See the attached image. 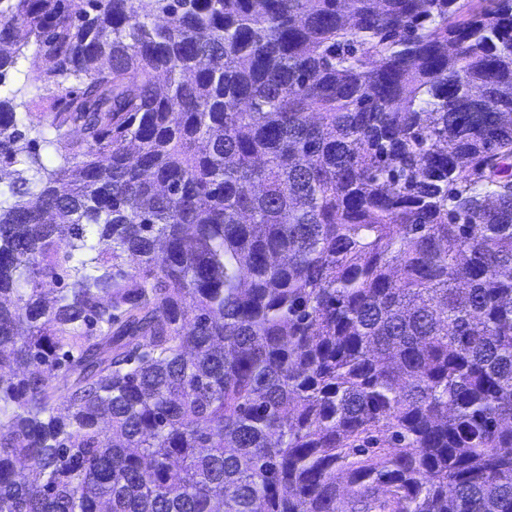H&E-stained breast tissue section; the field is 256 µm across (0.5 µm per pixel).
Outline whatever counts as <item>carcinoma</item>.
Returning a JSON list of instances; mask_svg holds the SVG:
<instances>
[{
  "label": "carcinoma",
  "mask_w": 512,
  "mask_h": 512,
  "mask_svg": "<svg viewBox=\"0 0 512 512\" xmlns=\"http://www.w3.org/2000/svg\"><path fill=\"white\" fill-rule=\"evenodd\" d=\"M29 46L0 512H512V0H0Z\"/></svg>",
  "instance_id": "carcinoma-1"
}]
</instances>
